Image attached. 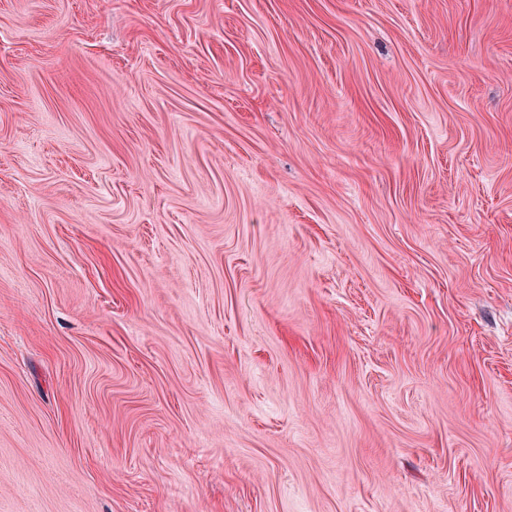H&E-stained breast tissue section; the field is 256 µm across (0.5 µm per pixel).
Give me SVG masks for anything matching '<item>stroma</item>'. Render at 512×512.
<instances>
[{"label": "stroma", "instance_id": "obj_1", "mask_svg": "<svg viewBox=\"0 0 512 512\" xmlns=\"http://www.w3.org/2000/svg\"><path fill=\"white\" fill-rule=\"evenodd\" d=\"M0 512H512V0H0Z\"/></svg>", "mask_w": 512, "mask_h": 512}]
</instances>
